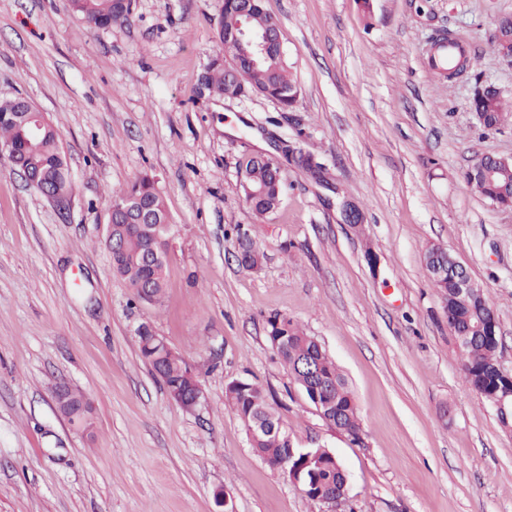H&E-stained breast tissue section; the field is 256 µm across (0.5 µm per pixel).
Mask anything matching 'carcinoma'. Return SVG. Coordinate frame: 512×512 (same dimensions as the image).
Instances as JSON below:
<instances>
[{"instance_id": "carcinoma-1", "label": "carcinoma", "mask_w": 512, "mask_h": 512, "mask_svg": "<svg viewBox=\"0 0 512 512\" xmlns=\"http://www.w3.org/2000/svg\"><path fill=\"white\" fill-rule=\"evenodd\" d=\"M71 11L94 28H107L122 25L128 21L131 6L118 0H69ZM272 17L265 10L263 0H255L250 26L261 30L271 25ZM239 23L235 0H224V9L216 23L214 34L220 51L210 60L202 77L200 87L208 97L222 98L224 95H237L246 92H261L262 95L277 99L287 108H292L299 97V89L290 77L284 60L277 57L256 68H246L241 75V83L231 86L226 81L224 64L227 58L238 53L233 42L224 40V33L237 27ZM462 50L453 41L439 45L437 56L432 58V67L448 71L456 66ZM474 111L484 116V127L497 129L502 126L504 113L509 106L500 91L491 84L481 86L474 95ZM17 99L0 101V145L14 149L11 161L15 165L30 171L36 179L35 189L40 191L48 187L59 195L70 196L74 191V182L69 172L63 151L59 130L47 123V130L35 141H27L23 135L24 126L18 122L3 118L10 112H23ZM466 185L493 205H503L502 190L512 185V163H507L503 175L494 182L487 181L479 168L474 167L465 176ZM245 200L257 213L271 212L278 206L282 196L280 166L274 161H253L245 163V175L241 184ZM141 196L147 199L157 220L169 219L163 197L156 190L151 177L144 175L126 188L112 193V201H122L128 197ZM119 233L123 236V252L112 259V270L134 289L135 297H140L137 286L144 281L153 288L150 302L161 301L166 287L167 264L147 267L141 263L145 248L155 238L164 239L163 248H168L167 234L154 224H131L125 218L119 219ZM457 271L448 265V277H430L434 287L438 288L448 312V323L459 334L469 336L463 349L462 371L465 383L488 402L507 392L502 381L493 377L497 361V347L486 338L496 318L486 293L469 303L456 300ZM268 336H283L286 344L278 348L277 354L297 386L309 383V379L299 372L298 366L305 361L321 367L324 375H333L331 383L322 393V402L326 406L325 417L339 432L356 435L361 431L360 417L354 403L352 392L336 363L326 354L322 346L311 336L304 333L286 317L274 318L269 322ZM141 357L151 367L159 381L174 384L183 377L185 362L177 352H156L148 343H139ZM225 403L233 409L244 426H249L258 418L270 425H280V418L267 401L263 389L247 382L243 387H229L225 392ZM286 447L283 436L277 431L267 430L252 441L261 456L279 457L281 449ZM346 479L345 472L330 464L329 456L323 454L302 472L300 483L306 496L314 501L317 496L325 495L342 487Z\"/></svg>"}]
</instances>
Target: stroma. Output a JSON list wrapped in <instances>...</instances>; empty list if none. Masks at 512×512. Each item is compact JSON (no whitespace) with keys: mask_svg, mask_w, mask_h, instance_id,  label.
Segmentation results:
<instances>
[{"mask_svg":"<svg viewBox=\"0 0 512 512\" xmlns=\"http://www.w3.org/2000/svg\"><path fill=\"white\" fill-rule=\"evenodd\" d=\"M224 0H132L122 27H88L69 0H0V100L27 98L62 137L66 206L0 160V512H512V430L464 381L462 351L428 277L439 247L486 291L498 359L512 371V206L464 181L483 155L512 156V122H477V85L512 102V65L493 49L512 0H264L299 88L293 109L251 93L197 94L217 52ZM451 33L468 75L435 76ZM311 153L323 186L281 166L279 206L258 216L240 187L250 156ZM153 178L172 224L161 304L112 272L114 191ZM356 203L345 223L337 196ZM263 255L236 259L234 227ZM288 317L336 362L361 439L331 428L268 339ZM149 327L204 391L183 411L139 353ZM258 384L293 448L332 452L347 476L337 506L251 448L224 406L228 383ZM93 406L70 424L59 383Z\"/></svg>","mask_w":512,"mask_h":512,"instance_id":"obj_1","label":"stroma"}]
</instances>
